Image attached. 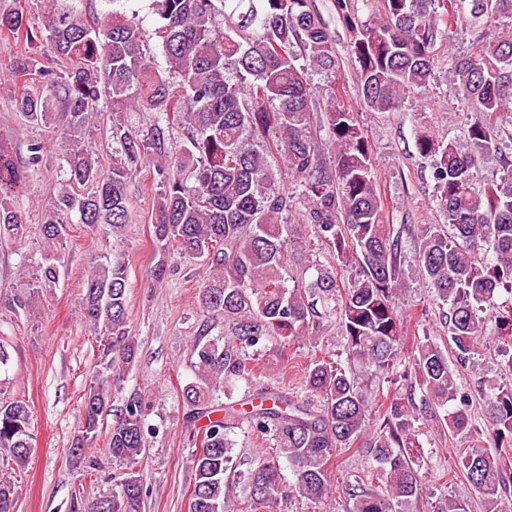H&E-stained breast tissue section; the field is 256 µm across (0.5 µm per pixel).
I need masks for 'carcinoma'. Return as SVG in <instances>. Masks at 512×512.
I'll return each instance as SVG.
<instances>
[{"mask_svg": "<svg viewBox=\"0 0 512 512\" xmlns=\"http://www.w3.org/2000/svg\"><path fill=\"white\" fill-rule=\"evenodd\" d=\"M50 2L34 28L17 0H0V36L24 42L15 73L39 76L37 88L26 86L15 99L16 111L28 124L46 121L52 102L62 103L67 114V183L40 224L48 256L37 267L36 288L59 283L50 252L67 239L72 212L80 224L122 236L129 222L126 181L167 157L170 130L186 129L174 162L156 171L160 201L153 235L163 256L152 279L165 280L173 251L201 260L207 275L199 304L228 328L212 338L205 323L190 344L196 380L182 396L187 426L201 433L191 459L190 512H224L236 480L248 488L240 512H284L281 504L294 499L315 508L333 491L345 499L347 512H471L468 500L453 495L420 508L433 469L418 439L428 421L444 423L459 443L452 464L437 469L438 479L463 478L483 512H507L512 355L502 359L499 380L466 391L437 345L408 336L399 290L407 234L460 366L475 365L491 325L512 344V300L499 303L502 294L512 296V152L504 146L512 140V0H492L489 8L482 0H381L379 20L369 24L336 0L351 36L358 97L373 112L398 110L406 95L429 81L437 51L450 43L455 26L472 32V51L448 57L455 89L470 112L469 150L427 129L418 132L417 149L432 161L434 202L444 220L418 231L388 223L372 147L355 112L336 100L317 108L308 69L335 72L342 58L311 0H151L161 22L162 67L144 51L136 18L114 8L92 23L77 8L59 10ZM103 98L115 114L107 177L84 141L71 137ZM128 111L150 113V128L125 127L121 113ZM30 152L29 167L22 168L0 143V243L23 231L11 195L47 154L41 143L31 144ZM490 153L499 154L502 174L485 183L478 164ZM285 179L291 189L282 191L276 184ZM292 212L329 258L314 264L313 281L290 287L293 254L281 220ZM350 268L353 276L338 277ZM127 285L125 263L117 259L91 266L83 278L80 314L106 362L83 394L70 448L76 458L93 447L112 382L137 357ZM331 317L341 328L346 361L322 352L304 369L299 394L266 383L251 407L224 404L227 383L267 376L266 365L246 348L277 353ZM356 363L386 380L387 391L369 398L352 369ZM476 398L485 407L482 422L471 413ZM238 420L272 447L256 467L236 474L230 433ZM153 434L144 398L129 397L108 437L112 460L125 471L112 494L85 503L84 512H145L147 489L134 465ZM477 436L495 452L468 445ZM33 441L28 407L0 403V455L22 469ZM351 450L369 454L377 467L335 487L334 465ZM15 504V482L0 473V512H14Z\"/></svg>", "mask_w": 512, "mask_h": 512, "instance_id": "cac0c4a2", "label": "carcinoma"}]
</instances>
